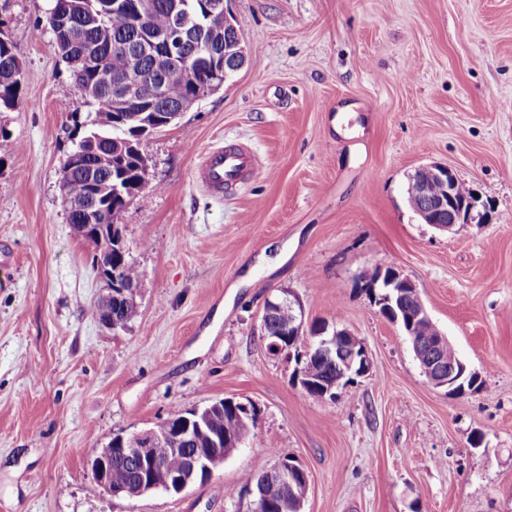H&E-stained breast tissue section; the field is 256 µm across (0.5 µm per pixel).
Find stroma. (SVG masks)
Segmentation results:
<instances>
[{
  "instance_id": "35a3bbf8",
  "label": "stroma",
  "mask_w": 512,
  "mask_h": 512,
  "mask_svg": "<svg viewBox=\"0 0 512 512\" xmlns=\"http://www.w3.org/2000/svg\"><path fill=\"white\" fill-rule=\"evenodd\" d=\"M50 7L0 0L23 70L0 111V512H240L284 455L308 472L304 512H512V0H231L248 64L146 143L159 189L119 217L140 271L124 331L93 312V250L67 222L87 109ZM229 144L254 166L217 196L194 171ZM426 163L476 190L473 223L443 233L410 209ZM386 265L477 389L427 380L361 281ZM279 288L365 345L370 373L336 401L268 353ZM224 398L254 421L210 480L130 499L91 477L115 435Z\"/></svg>"
}]
</instances>
